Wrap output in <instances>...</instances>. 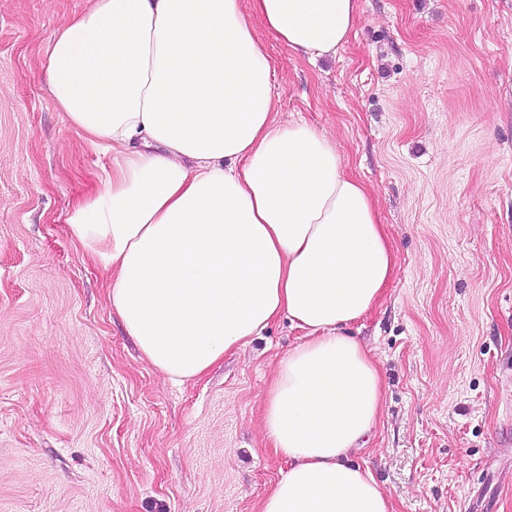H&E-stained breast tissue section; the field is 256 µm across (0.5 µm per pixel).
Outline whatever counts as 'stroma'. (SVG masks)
Listing matches in <instances>:
<instances>
[{
  "instance_id": "35a3bbf8",
  "label": "stroma",
  "mask_w": 512,
  "mask_h": 512,
  "mask_svg": "<svg viewBox=\"0 0 512 512\" xmlns=\"http://www.w3.org/2000/svg\"><path fill=\"white\" fill-rule=\"evenodd\" d=\"M87 0H0V512H257L288 467L262 399L280 320L180 386L145 362L75 247L86 148L41 54ZM277 63L284 114L333 136L396 253L347 329L381 370L355 463L395 512H512V0H360L336 57Z\"/></svg>"
}]
</instances>
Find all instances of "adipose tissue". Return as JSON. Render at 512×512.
I'll use <instances>...</instances> for the list:
<instances>
[{
	"mask_svg": "<svg viewBox=\"0 0 512 512\" xmlns=\"http://www.w3.org/2000/svg\"><path fill=\"white\" fill-rule=\"evenodd\" d=\"M358 0H90L42 53L47 91L112 155L76 200L74 245L143 358L181 385L287 319L262 426L288 468L259 512H394L352 456L379 422L377 362L345 329L396 266L367 186L334 139L283 118L265 27L293 55L336 56Z\"/></svg>",
	"mask_w": 512,
	"mask_h": 512,
	"instance_id": "1",
	"label": "adipose tissue"
}]
</instances>
